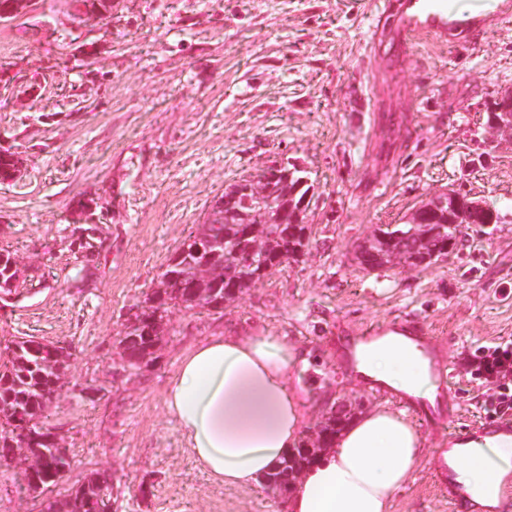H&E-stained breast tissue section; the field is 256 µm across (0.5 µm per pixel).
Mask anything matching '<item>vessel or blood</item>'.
<instances>
[{"label":"vessel or blood","instance_id":"1","mask_svg":"<svg viewBox=\"0 0 512 512\" xmlns=\"http://www.w3.org/2000/svg\"><path fill=\"white\" fill-rule=\"evenodd\" d=\"M512 19V0H499L494 14L476 13L458 18L448 10V0H388L385 8L372 19L373 48H386L391 61H404L412 46L420 39L451 46L463 53L476 51L486 32ZM407 338L427 360L429 370L437 382L434 401H419L406 394L398 399L421 425L444 424L448 427V442L463 445L472 440L512 438V414L482 418L468 426L456 423V399L451 383L454 362L438 354L432 345L427 328L411 316L394 317L384 322H373L344 339L345 364L355 362L358 348L379 342L389 334ZM434 485L448 498L450 512H478L476 504L459 482L449 464L437 462L433 471Z\"/></svg>","mask_w":512,"mask_h":512}]
</instances>
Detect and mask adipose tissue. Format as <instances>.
I'll return each instance as SVG.
<instances>
[{
	"label": "adipose tissue",
	"instance_id": "1",
	"mask_svg": "<svg viewBox=\"0 0 512 512\" xmlns=\"http://www.w3.org/2000/svg\"><path fill=\"white\" fill-rule=\"evenodd\" d=\"M300 352L283 337L214 336L180 359L167 407L192 456L213 479L248 488L298 446L309 403L293 372ZM362 374L411 395L434 398L419 351L391 336L358 355ZM423 440L403 412L373 409L340 432L287 495V512H390L394 494L420 461ZM447 458L474 501L497 504L512 472V440H475Z\"/></svg>",
	"mask_w": 512,
	"mask_h": 512
}]
</instances>
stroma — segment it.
<instances>
[{
	"label": "stroma",
	"mask_w": 512,
	"mask_h": 512,
	"mask_svg": "<svg viewBox=\"0 0 512 512\" xmlns=\"http://www.w3.org/2000/svg\"><path fill=\"white\" fill-rule=\"evenodd\" d=\"M384 0H112V22L75 19L69 0H32L0 25V249L26 278L0 300V341L70 346L49 421L70 467L52 496L91 472L116 512H283L262 486L212 481L166 405L178 362L213 336L286 337L310 410L394 407L336 365L337 330L422 320L456 366L512 336V147L491 143L487 108L512 88V22L459 53L417 41L396 75L366 56ZM274 160L315 181L312 245L220 310L170 309L158 364L124 371L114 341L215 196ZM455 189L498 224L463 228L447 259L372 270L355 259L374 229L407 221ZM93 207L96 222L83 211ZM91 229L92 250L79 248ZM423 455L390 512H449L432 467L445 443L422 428ZM20 465L0 467V512H43Z\"/></svg>",
	"instance_id": "stroma-1"
}]
</instances>
